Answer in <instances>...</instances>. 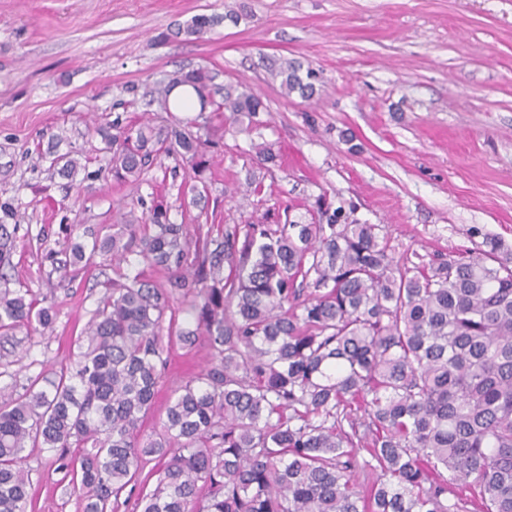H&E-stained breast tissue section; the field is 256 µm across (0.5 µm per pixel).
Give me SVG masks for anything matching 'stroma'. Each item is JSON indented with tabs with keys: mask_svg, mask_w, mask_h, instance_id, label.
Here are the masks:
<instances>
[{
	"mask_svg": "<svg viewBox=\"0 0 512 512\" xmlns=\"http://www.w3.org/2000/svg\"><path fill=\"white\" fill-rule=\"evenodd\" d=\"M243 8L200 39L177 35L198 14ZM297 60L321 74L309 100L284 95L264 58ZM208 67L219 85L254 89L267 110L260 133L274 163L265 190L250 137L225 128L200 205L180 195L174 161L146 181L94 177L100 128L142 123L150 91L173 71ZM86 172L61 176L56 156ZM354 205L395 258L455 255L471 228L512 248V0H0V223L15 226L10 285L55 304L51 328L0 335V391L74 366L80 332L108 294L112 270L75 279L55 271L76 240L120 224L132 203L165 200L170 220L194 228L274 223L314 209L320 195ZM205 341L169 345L140 435L158 429L176 383L205 370ZM28 512H83L67 474L71 456L25 451Z\"/></svg>",
	"mask_w": 512,
	"mask_h": 512,
	"instance_id": "obj_1",
	"label": "stroma"
}]
</instances>
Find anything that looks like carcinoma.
I'll return each instance as SVG.
<instances>
[{
    "instance_id": "carcinoma-1",
    "label": "carcinoma",
    "mask_w": 512,
    "mask_h": 512,
    "mask_svg": "<svg viewBox=\"0 0 512 512\" xmlns=\"http://www.w3.org/2000/svg\"><path fill=\"white\" fill-rule=\"evenodd\" d=\"M242 14H200L201 38ZM286 95L311 98L319 72L270 60ZM190 87L224 123L260 125V98L218 87L206 66L176 71L150 103L172 111ZM116 182L172 158L204 174L221 138L190 122L98 129ZM158 204L87 246L63 275L112 266V292L81 332L74 370L0 401V512H27L26 448L77 449L69 474L85 512H109L150 459L160 473L140 512H512V250L497 238L462 255L394 259L377 225L322 198L317 214L271 227L190 231ZM14 231L0 224V331L54 321L9 288ZM166 275L157 286L131 258ZM194 317L182 327L177 313ZM205 337L209 364L177 385L155 437L139 436L162 379L164 338ZM371 476L362 482L360 474Z\"/></svg>"
}]
</instances>
